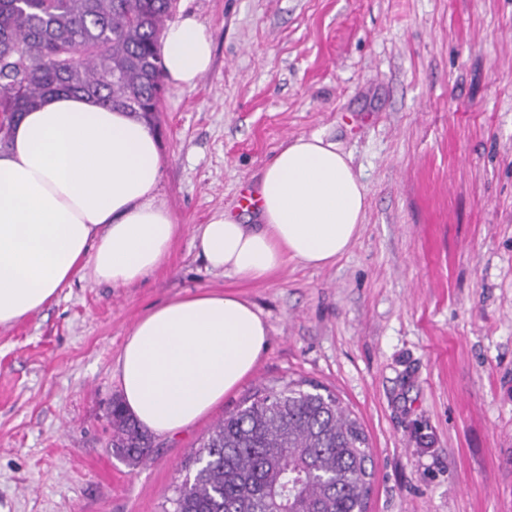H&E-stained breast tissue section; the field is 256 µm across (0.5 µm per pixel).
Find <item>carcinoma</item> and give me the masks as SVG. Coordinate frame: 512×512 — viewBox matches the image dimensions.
I'll return each mask as SVG.
<instances>
[{
  "instance_id": "cac0c4a2",
  "label": "carcinoma",
  "mask_w": 512,
  "mask_h": 512,
  "mask_svg": "<svg viewBox=\"0 0 512 512\" xmlns=\"http://www.w3.org/2000/svg\"><path fill=\"white\" fill-rule=\"evenodd\" d=\"M174 0H0V146L27 109L80 93L151 120L164 93L159 40ZM112 448L145 461L152 439L112 401ZM367 437L331 392L261 387L218 421L195 474L163 512H364Z\"/></svg>"
}]
</instances>
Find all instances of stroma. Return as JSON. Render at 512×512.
Returning a JSON list of instances; mask_svg holds the SVG:
<instances>
[{"instance_id": "35a3bbf8", "label": "stroma", "mask_w": 512, "mask_h": 512, "mask_svg": "<svg viewBox=\"0 0 512 512\" xmlns=\"http://www.w3.org/2000/svg\"><path fill=\"white\" fill-rule=\"evenodd\" d=\"M210 70L166 84L156 195L182 231L123 286L91 274L0 327V512H162L213 426L257 388L306 381L361 423L366 512H512V0H176ZM350 157L367 210L350 252L264 281L207 269L192 230L242 213L289 140ZM270 328L253 373L131 467L111 447L123 344L198 290Z\"/></svg>"}]
</instances>
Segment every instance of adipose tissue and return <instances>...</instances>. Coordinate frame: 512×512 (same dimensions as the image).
<instances>
[{"label": "adipose tissue", "mask_w": 512, "mask_h": 512, "mask_svg": "<svg viewBox=\"0 0 512 512\" xmlns=\"http://www.w3.org/2000/svg\"><path fill=\"white\" fill-rule=\"evenodd\" d=\"M159 52L165 80L192 88L210 69L212 39L184 15ZM162 167L152 126L123 109L61 92L24 112L0 150V326L42 310L84 270L114 286L155 273L180 232L155 202ZM253 198L258 223L218 212L193 242L211 270L262 281L286 260L321 268L348 252L367 190L341 148L314 134L274 155ZM269 335L233 295L200 290L154 306L118 359L123 406L155 434L186 429L254 372Z\"/></svg>", "instance_id": "ef3b65f1"}]
</instances>
